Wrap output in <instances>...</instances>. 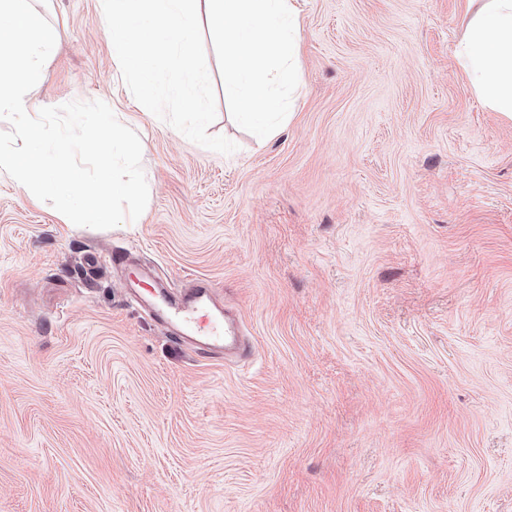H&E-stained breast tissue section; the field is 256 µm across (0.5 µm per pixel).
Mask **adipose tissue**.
<instances>
[{
  "label": "adipose tissue",
  "instance_id": "obj_1",
  "mask_svg": "<svg viewBox=\"0 0 512 512\" xmlns=\"http://www.w3.org/2000/svg\"><path fill=\"white\" fill-rule=\"evenodd\" d=\"M459 57L482 102L512 122V0H483L468 14Z\"/></svg>",
  "mask_w": 512,
  "mask_h": 512
}]
</instances>
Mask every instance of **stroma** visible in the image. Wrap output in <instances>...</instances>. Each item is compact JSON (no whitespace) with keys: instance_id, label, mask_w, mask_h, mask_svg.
<instances>
[{"instance_id":"1","label":"stroma","mask_w":512,"mask_h":512,"mask_svg":"<svg viewBox=\"0 0 512 512\" xmlns=\"http://www.w3.org/2000/svg\"><path fill=\"white\" fill-rule=\"evenodd\" d=\"M34 4L29 100L107 103L149 200L76 226L0 172V512H512V122L459 63L466 0H296L268 141L207 50L229 155L135 100L100 0ZM140 265L211 282L252 357L170 341Z\"/></svg>"}]
</instances>
